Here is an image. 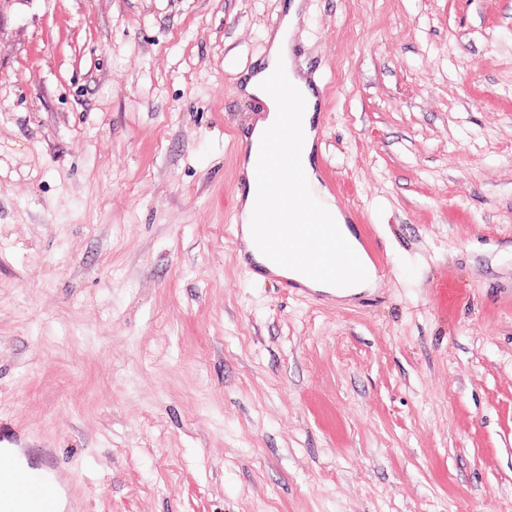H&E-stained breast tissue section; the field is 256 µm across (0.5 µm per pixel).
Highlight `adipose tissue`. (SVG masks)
Returning <instances> with one entry per match:
<instances>
[{"label":"adipose tissue","instance_id":"obj_1","mask_svg":"<svg viewBox=\"0 0 512 512\" xmlns=\"http://www.w3.org/2000/svg\"><path fill=\"white\" fill-rule=\"evenodd\" d=\"M302 11V0H291L279 28L266 37L265 59L241 86L244 96L263 102L264 108L255 121L250 135L251 149L242 153L239 160V172L244 188L237 195V214L235 223L240 226L243 245L242 253L261 271L293 281H302L297 269L291 265H278L270 262L260 242V229L257 225L259 210H266L269 217H276L280 205L277 202H263L259 191L253 184V170L266 158V145L279 130L284 118V110L280 100L268 86V75L275 70L287 72L288 78L296 91L306 103V110L301 116L303 127L304 159L303 178L309 191L315 192L320 198L323 215L329 223L335 224L345 245L352 251L362 252L363 247L347 222V215L336 203L327 188L321 184L319 172L315 166L313 151L319 136L316 114L321 102L319 90L293 63L291 38L297 29Z\"/></svg>","mask_w":512,"mask_h":512}]
</instances>
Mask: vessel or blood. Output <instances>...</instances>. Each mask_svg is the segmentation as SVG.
<instances>
[{"label":"vessel or blood","instance_id":"vessel-or-blood-1","mask_svg":"<svg viewBox=\"0 0 512 512\" xmlns=\"http://www.w3.org/2000/svg\"><path fill=\"white\" fill-rule=\"evenodd\" d=\"M271 91L281 100L286 120L279 132V139L288 147L287 153L278 155L276 162H264L254 177L266 192L276 200L284 201L288 193L302 192L299 178V155L302 134L298 116L304 103L297 97L285 74L272 73L269 77ZM287 170L288 183L276 178L277 169ZM282 224L269 227L266 238L275 260L299 265L303 275L310 279L334 281L345 274L365 275L359 256L347 250L336 233L335 225L325 221L314 202H306L301 210L285 206L281 212ZM33 498L39 512H56L55 498L42 480L14 469L8 458L0 456V512L6 503L17 497Z\"/></svg>","mask_w":512,"mask_h":512}]
</instances>
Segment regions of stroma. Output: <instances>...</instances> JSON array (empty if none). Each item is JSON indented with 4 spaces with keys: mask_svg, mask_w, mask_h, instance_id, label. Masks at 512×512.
<instances>
[{
    "mask_svg": "<svg viewBox=\"0 0 512 512\" xmlns=\"http://www.w3.org/2000/svg\"><path fill=\"white\" fill-rule=\"evenodd\" d=\"M285 4L0 0V448L72 512H512V0H303L348 304L239 256Z\"/></svg>",
    "mask_w": 512,
    "mask_h": 512,
    "instance_id": "stroma-1",
    "label": "stroma"
}]
</instances>
